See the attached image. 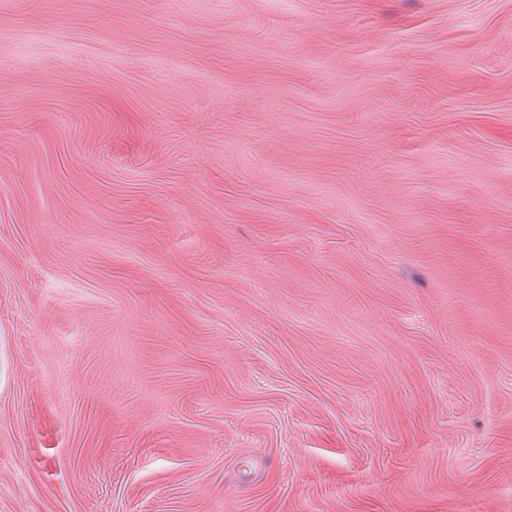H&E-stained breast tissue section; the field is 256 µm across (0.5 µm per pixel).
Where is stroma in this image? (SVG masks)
Segmentation results:
<instances>
[{
    "instance_id": "35a3bbf8",
    "label": "stroma",
    "mask_w": 512,
    "mask_h": 512,
    "mask_svg": "<svg viewBox=\"0 0 512 512\" xmlns=\"http://www.w3.org/2000/svg\"><path fill=\"white\" fill-rule=\"evenodd\" d=\"M0 512H512V0H0Z\"/></svg>"
}]
</instances>
